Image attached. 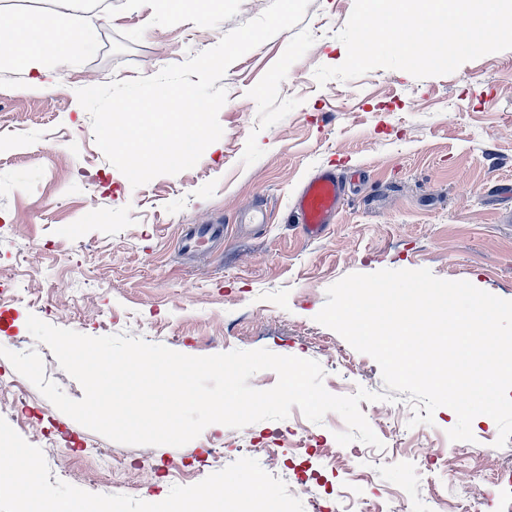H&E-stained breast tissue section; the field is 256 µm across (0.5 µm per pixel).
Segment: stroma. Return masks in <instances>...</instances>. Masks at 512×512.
Here are the masks:
<instances>
[{
    "label": "stroma",
    "instance_id": "stroma-1",
    "mask_svg": "<svg viewBox=\"0 0 512 512\" xmlns=\"http://www.w3.org/2000/svg\"><path fill=\"white\" fill-rule=\"evenodd\" d=\"M271 0H84L93 37L74 59L52 61L51 84L0 67V346L37 349L45 376L70 398L82 386L36 343L27 318L88 336L124 333L190 356L265 348L318 361L338 396L384 392L368 355L315 322L329 286L351 273L429 269L512 300V50L414 78L376 69L318 85L319 66H337L346 48L336 34L354 0H311L302 22L247 52L220 84L223 135L198 163L140 187L104 156L76 91L152 76L215 46L258 17ZM348 179L346 202L319 238H308L291 207L320 169ZM221 224L223 241L182 249L185 228ZM350 368L337 366V357ZM383 449L335 439L345 422L322 423L299 408L281 421L241 429L207 426L182 447L109 440L57 409L0 358V418L39 447L58 479L95 494L166 499L188 465L200 482L254 455L252 441L289 435L262 468L294 487L299 467L322 472L300 500L304 512H398L400 493L417 512H458L454 478L419 474L416 448H445L455 411L409 426L406 398L360 402ZM343 452L365 472L328 469L300 436ZM140 469L116 473L112 460Z\"/></svg>",
    "mask_w": 512,
    "mask_h": 512
}]
</instances>
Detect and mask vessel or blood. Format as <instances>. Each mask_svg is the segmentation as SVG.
I'll use <instances>...</instances> for the list:
<instances>
[{
  "label": "vessel or blood",
  "mask_w": 512,
  "mask_h": 512,
  "mask_svg": "<svg viewBox=\"0 0 512 512\" xmlns=\"http://www.w3.org/2000/svg\"><path fill=\"white\" fill-rule=\"evenodd\" d=\"M345 197V186L331 169L318 171L299 189L294 213L308 237H320L335 222Z\"/></svg>",
  "instance_id": "1"
}]
</instances>
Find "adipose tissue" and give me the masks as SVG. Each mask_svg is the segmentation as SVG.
<instances>
[{
    "mask_svg": "<svg viewBox=\"0 0 512 512\" xmlns=\"http://www.w3.org/2000/svg\"><path fill=\"white\" fill-rule=\"evenodd\" d=\"M91 31L83 9L16 14L0 25V62L38 76H45L46 57L68 60L76 56Z\"/></svg>",
    "mask_w": 512,
    "mask_h": 512,
    "instance_id": "ef3b65f1",
    "label": "adipose tissue"
}]
</instances>
